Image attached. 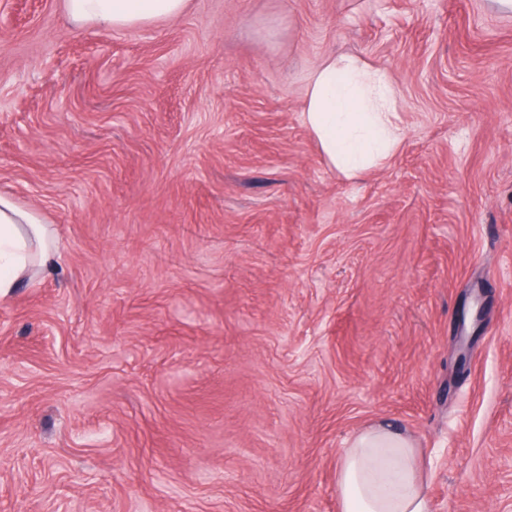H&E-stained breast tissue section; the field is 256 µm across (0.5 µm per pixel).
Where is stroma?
<instances>
[{
    "label": "stroma",
    "instance_id": "obj_1",
    "mask_svg": "<svg viewBox=\"0 0 512 512\" xmlns=\"http://www.w3.org/2000/svg\"><path fill=\"white\" fill-rule=\"evenodd\" d=\"M1 12L0 193L59 256L0 302V512H339L376 425L432 512H512V11ZM335 55L390 75L405 129L352 180L303 120Z\"/></svg>",
    "mask_w": 512,
    "mask_h": 512
}]
</instances>
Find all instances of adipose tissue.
Here are the masks:
<instances>
[{"label":"adipose tissue","instance_id":"adipose-tissue-1","mask_svg":"<svg viewBox=\"0 0 512 512\" xmlns=\"http://www.w3.org/2000/svg\"><path fill=\"white\" fill-rule=\"evenodd\" d=\"M189 0H64L76 24L123 29L175 18ZM304 122L329 163L346 177L378 166L398 148L404 129L390 75L355 56L324 59L307 88ZM56 237L37 209L0 194V299L35 269L48 268ZM340 512H430L419 451L385 427L362 430L336 468Z\"/></svg>","mask_w":512,"mask_h":512}]
</instances>
